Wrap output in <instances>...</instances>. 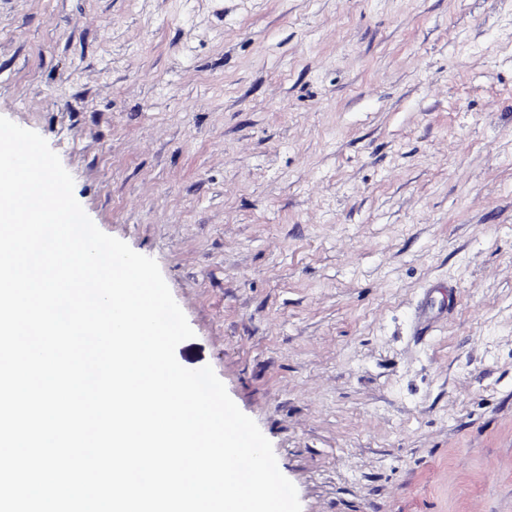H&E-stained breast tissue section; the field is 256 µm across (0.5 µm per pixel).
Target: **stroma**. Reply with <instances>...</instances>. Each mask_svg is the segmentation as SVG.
I'll use <instances>...</instances> for the list:
<instances>
[{"label": "stroma", "mask_w": 512, "mask_h": 512, "mask_svg": "<svg viewBox=\"0 0 512 512\" xmlns=\"http://www.w3.org/2000/svg\"><path fill=\"white\" fill-rule=\"evenodd\" d=\"M0 116L301 512H512V0H0Z\"/></svg>", "instance_id": "obj_1"}]
</instances>
